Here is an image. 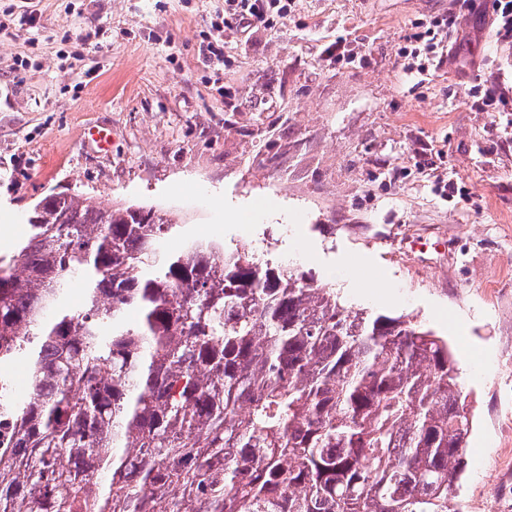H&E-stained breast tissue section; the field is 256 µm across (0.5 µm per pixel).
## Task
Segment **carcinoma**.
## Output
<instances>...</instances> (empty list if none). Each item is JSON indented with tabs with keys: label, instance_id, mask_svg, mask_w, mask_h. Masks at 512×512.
<instances>
[{
	"label": "carcinoma",
	"instance_id": "1",
	"mask_svg": "<svg viewBox=\"0 0 512 512\" xmlns=\"http://www.w3.org/2000/svg\"><path fill=\"white\" fill-rule=\"evenodd\" d=\"M28 224L0 258V358L33 380L0 379V512H448L470 420L432 331L220 244L163 252L151 208L51 194Z\"/></svg>",
	"mask_w": 512,
	"mask_h": 512
}]
</instances>
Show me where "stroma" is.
Listing matches in <instances>:
<instances>
[{"label": "stroma", "instance_id": "stroma-1", "mask_svg": "<svg viewBox=\"0 0 512 512\" xmlns=\"http://www.w3.org/2000/svg\"><path fill=\"white\" fill-rule=\"evenodd\" d=\"M224 9L0 0V256L71 192L156 210L180 226L165 249L221 243L405 316L460 371L461 512H512V38L491 0H290L258 27ZM452 14L447 53L410 70L407 37Z\"/></svg>", "mask_w": 512, "mask_h": 512}]
</instances>
